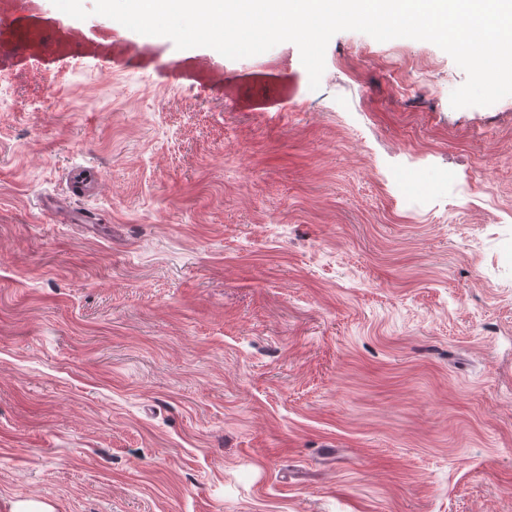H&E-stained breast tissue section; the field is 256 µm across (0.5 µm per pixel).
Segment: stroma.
<instances>
[{
    "label": "stroma",
    "mask_w": 512,
    "mask_h": 512,
    "mask_svg": "<svg viewBox=\"0 0 512 512\" xmlns=\"http://www.w3.org/2000/svg\"><path fill=\"white\" fill-rule=\"evenodd\" d=\"M0 69V512H512V96L427 41Z\"/></svg>",
    "instance_id": "1"
}]
</instances>
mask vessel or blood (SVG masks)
I'll use <instances>...</instances> for the list:
<instances>
[{
  "label": "vessel or blood",
  "mask_w": 512,
  "mask_h": 512,
  "mask_svg": "<svg viewBox=\"0 0 512 512\" xmlns=\"http://www.w3.org/2000/svg\"><path fill=\"white\" fill-rule=\"evenodd\" d=\"M0 44L42 54L50 71L80 55L120 67L151 69L201 87L224 86V70L212 58H162L156 52L155 39L127 40L111 24L95 30L63 26L57 17L43 12L41 0H0Z\"/></svg>",
  "instance_id": "b4317fda"
}]
</instances>
